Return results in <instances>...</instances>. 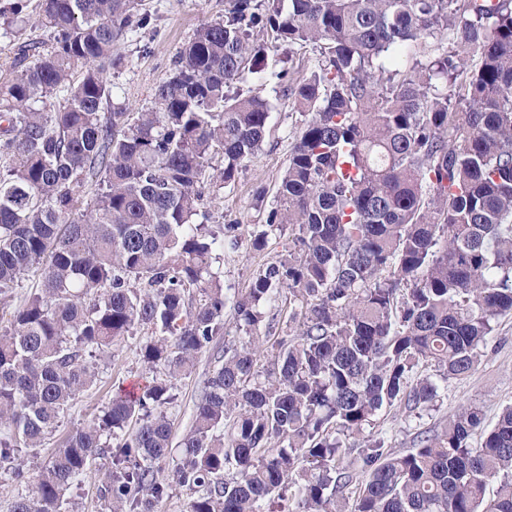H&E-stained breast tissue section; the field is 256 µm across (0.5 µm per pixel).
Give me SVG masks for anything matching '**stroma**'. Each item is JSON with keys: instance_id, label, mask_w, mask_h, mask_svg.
Returning a JSON list of instances; mask_svg holds the SVG:
<instances>
[{"instance_id": "1", "label": "stroma", "mask_w": 512, "mask_h": 512, "mask_svg": "<svg viewBox=\"0 0 512 512\" xmlns=\"http://www.w3.org/2000/svg\"><path fill=\"white\" fill-rule=\"evenodd\" d=\"M224 4L225 0H144L142 9L151 17L149 26L128 35L116 48L123 62L111 74L113 105L132 112L154 107V88L169 74L174 57L198 28L223 18ZM38 12L39 0H27L28 22L20 28L7 25L5 18L0 17V71L11 68L21 46L49 41V31L32 23ZM318 61L319 55L310 45L274 49L268 57V75L262 79L248 78L243 84L244 89L270 102L271 133L235 184L221 189L217 203L210 206L215 218L237 227L239 245L225 250L220 262L224 286L229 291L248 288L262 268L288 253V235L277 230L270 232L264 250H253L250 245L256 224L264 220L263 207L274 204L276 184L304 124L302 114L283 97L274 74L286 69L294 78L302 79L317 68ZM261 188L266 196L259 203L255 192ZM150 338V330L140 327L133 335L112 344L109 357L98 363L96 385L80 393L68 416L42 446L23 451L25 482L14 481L0 469V512H10L18 495L32 493L42 467L64 446L68 434L89 423L113 393H124L131 385L144 383L146 367L139 348ZM214 365L212 352H203L191 375L175 380L174 400L166 408L174 441H181L191 428L198 390ZM508 404H512V314L499 318L478 365L467 377L450 380L435 407L418 414L397 407L384 409L376 419L373 435L383 440L390 452L400 454L412 447L418 431L441 427L461 407H479L491 424ZM111 462L107 456L89 464L80 487L70 493L69 512H110L108 503L99 496V489L107 479Z\"/></svg>"}]
</instances>
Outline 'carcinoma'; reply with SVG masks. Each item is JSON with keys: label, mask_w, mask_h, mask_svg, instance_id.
<instances>
[{"label": "carcinoma", "mask_w": 512, "mask_h": 512, "mask_svg": "<svg viewBox=\"0 0 512 512\" xmlns=\"http://www.w3.org/2000/svg\"><path fill=\"white\" fill-rule=\"evenodd\" d=\"M37 22L49 43L0 75V301L38 274L0 308L14 481L98 357L137 327L162 337L140 348V393L76 428L11 512H60L112 447V512H158L175 485L195 493L187 512H512V406L491 426L464 407L402 454L364 435L384 407L437 402L512 313V0H228L141 112L111 106L110 79L115 47L149 23L138 0H42ZM257 31L315 45L320 63L276 74L307 119L251 246L286 226L288 256L229 294L212 265L238 225L211 223L202 184L218 196L268 135L269 101L240 88L265 68ZM283 298L267 367L224 343L163 475L172 380L229 335L226 308L239 330L271 329Z\"/></svg>", "instance_id": "obj_1"}]
</instances>
